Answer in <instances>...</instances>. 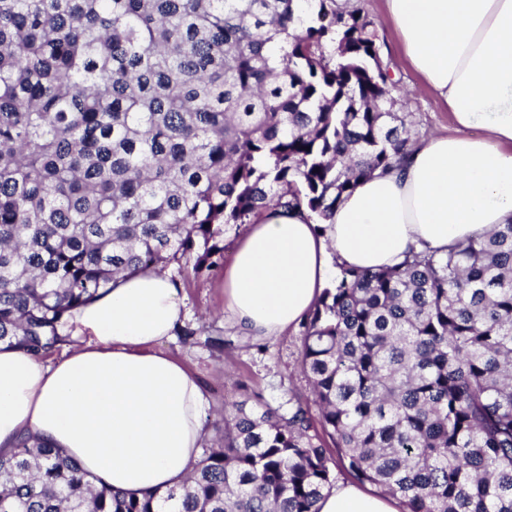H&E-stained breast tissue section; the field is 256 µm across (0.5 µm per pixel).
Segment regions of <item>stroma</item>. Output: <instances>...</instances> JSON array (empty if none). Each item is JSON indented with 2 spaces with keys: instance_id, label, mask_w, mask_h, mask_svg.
I'll use <instances>...</instances> for the list:
<instances>
[{
  "instance_id": "1",
  "label": "stroma",
  "mask_w": 512,
  "mask_h": 512,
  "mask_svg": "<svg viewBox=\"0 0 512 512\" xmlns=\"http://www.w3.org/2000/svg\"><path fill=\"white\" fill-rule=\"evenodd\" d=\"M396 77L403 94L395 108L407 114L417 137L453 133L448 110L420 87L411 71L399 68ZM248 230L245 224L228 230L224 258L212 270L179 274L180 298L187 310L184 325L195 334L175 333L160 348L201 381L210 402L206 422L217 419L225 403L243 400L248 394L262 396L283 412L299 401L311 416H318L311 383L300 368L301 329L272 338H254L245 335L224 310V272Z\"/></svg>"
}]
</instances>
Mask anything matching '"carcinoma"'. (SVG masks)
I'll use <instances>...</instances> for the list:
<instances>
[{"label":"carcinoma","mask_w":512,"mask_h":512,"mask_svg":"<svg viewBox=\"0 0 512 512\" xmlns=\"http://www.w3.org/2000/svg\"><path fill=\"white\" fill-rule=\"evenodd\" d=\"M0 0V344L45 358L125 272L211 269L225 228L326 230L412 142L376 23L337 0ZM301 402L224 409L222 444L140 496L23 440L0 512H318L343 473L404 512H512V223L342 267L302 322Z\"/></svg>","instance_id":"1"}]
</instances>
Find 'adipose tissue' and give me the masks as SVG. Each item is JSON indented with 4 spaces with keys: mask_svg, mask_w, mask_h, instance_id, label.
<instances>
[{
    "mask_svg": "<svg viewBox=\"0 0 512 512\" xmlns=\"http://www.w3.org/2000/svg\"><path fill=\"white\" fill-rule=\"evenodd\" d=\"M406 64L451 112L453 134L362 178L325 231L271 208L224 273V306L247 335L297 326L340 267L390 268L512 223V0H384ZM170 273L119 275L77 308L80 344L56 362L0 346V455L35 438L124 494L183 483L200 458V382L158 351L185 319ZM319 512H399L394 498L339 483Z\"/></svg>",
    "mask_w": 512,
    "mask_h": 512,
    "instance_id": "obj_1",
    "label": "adipose tissue"
}]
</instances>
